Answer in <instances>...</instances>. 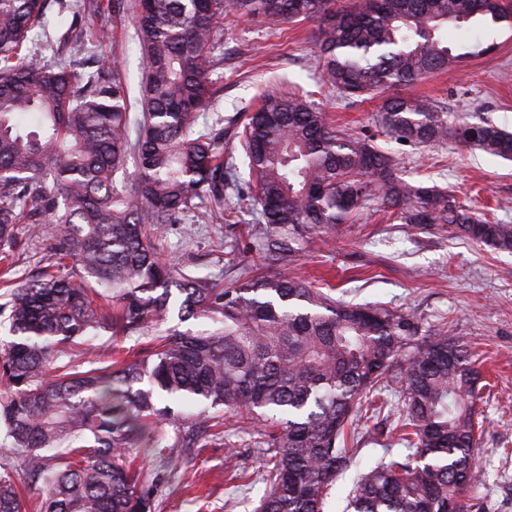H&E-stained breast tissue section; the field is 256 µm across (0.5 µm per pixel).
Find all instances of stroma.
I'll use <instances>...</instances> for the list:
<instances>
[{
	"label": "stroma",
	"instance_id": "obj_1",
	"mask_svg": "<svg viewBox=\"0 0 512 512\" xmlns=\"http://www.w3.org/2000/svg\"><path fill=\"white\" fill-rule=\"evenodd\" d=\"M85 27L111 32L106 46L88 44L82 70L97 67L101 52L114 58L131 97H139L144 54L131 17L93 18ZM320 19L274 26L264 18H229L224 22V58L212 79L217 92L201 122L222 120L231 142L238 119L254 111L272 89L295 87L311 92L329 123L344 133L373 137L399 161L406 180L455 191L461 202L488 219L512 224V161L448 140L409 146L382 134L376 115L382 103L342 98L320 82ZM449 45L473 46L448 69L419 81L414 92L427 97L451 118L481 115L512 130V26L470 22L448 27ZM258 226L250 214L238 224H198L184 235L179 224L168 226L161 241L165 258L197 275L230 283L241 269L252 275L272 274L261 251L228 261L226 246L248 243ZM290 276L326 281L334 298L412 314L422 333L439 329L470 351L479 374L476 411L483 424L476 454L481 482L473 490L486 512H512V252L498 251L464 237L449 226L413 227L400 223L376 202L331 235L312 236L293 264ZM384 416L365 424L357 435L360 465L378 458L377 433L391 434L403 405L398 387L384 391ZM176 472L158 495L156 512H256L265 486L257 481L262 461L250 438L237 444L227 460L223 443L175 451ZM253 475V484L238 487L229 467Z\"/></svg>",
	"mask_w": 512,
	"mask_h": 512
}]
</instances>
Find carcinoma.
Masks as SVG:
<instances>
[{"label": "carcinoma", "mask_w": 512, "mask_h": 512, "mask_svg": "<svg viewBox=\"0 0 512 512\" xmlns=\"http://www.w3.org/2000/svg\"><path fill=\"white\" fill-rule=\"evenodd\" d=\"M58 13H135L144 55L141 115L102 54L80 75L48 57L47 0H0V274L13 268L18 225L46 251L39 277L14 280L0 317V512H156L175 448L239 431L264 457L260 512H324L353 463L360 420L400 385L394 427L407 450L358 475L346 512H484L473 448L478 375L466 347L438 331L421 340L413 316L336 301L280 271L226 285L161 257L171 224L262 225L264 258L280 269L311 235H329L374 198L403 224H448L512 250V224L466 208L450 190L409 182L396 159L344 134L296 91L271 92L224 148L220 122L196 128L216 94L211 74L224 19L325 21L321 77L346 99L411 87L455 62L442 31L473 19L512 21L509 0H56ZM44 41L33 50L30 34ZM26 113L37 116L21 128ZM383 132L415 146L448 138L512 160V131L448 113L412 94L384 99ZM134 172L128 171L129 159ZM177 296L198 331L156 333ZM100 330L151 346L103 366L88 344ZM174 428L169 436L165 426ZM159 459L136 467L135 450Z\"/></svg>", "instance_id": "cac0c4a2"}]
</instances>
